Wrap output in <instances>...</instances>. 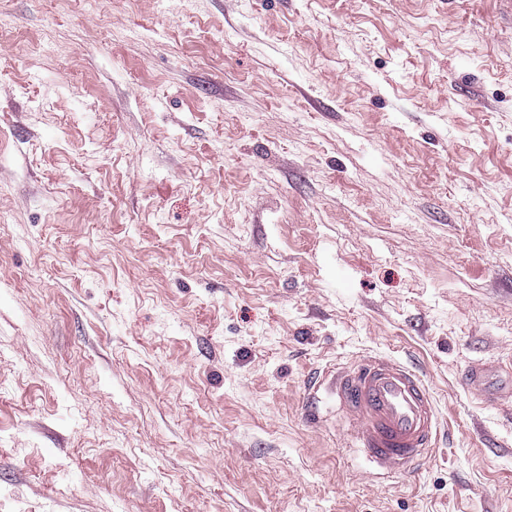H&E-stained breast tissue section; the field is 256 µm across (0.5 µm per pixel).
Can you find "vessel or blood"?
<instances>
[{"mask_svg": "<svg viewBox=\"0 0 512 512\" xmlns=\"http://www.w3.org/2000/svg\"><path fill=\"white\" fill-rule=\"evenodd\" d=\"M331 393L349 437L380 475L426 461L438 447L441 417L429 387L401 360L365 356L337 369Z\"/></svg>", "mask_w": 512, "mask_h": 512, "instance_id": "1", "label": "vessel or blood"}]
</instances>
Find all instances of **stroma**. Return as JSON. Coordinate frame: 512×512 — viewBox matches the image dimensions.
Listing matches in <instances>:
<instances>
[{"label": "stroma", "instance_id": "obj_1", "mask_svg": "<svg viewBox=\"0 0 512 512\" xmlns=\"http://www.w3.org/2000/svg\"><path fill=\"white\" fill-rule=\"evenodd\" d=\"M451 432L367 473L317 385ZM512 0H0V512H512ZM336 411L350 423L349 438L380 475L426 461L440 440L441 417L429 387L399 359L364 356L336 370Z\"/></svg>", "mask_w": 512, "mask_h": 512}]
</instances>
